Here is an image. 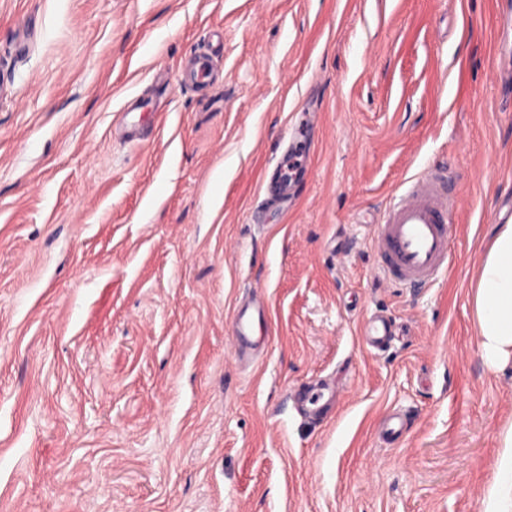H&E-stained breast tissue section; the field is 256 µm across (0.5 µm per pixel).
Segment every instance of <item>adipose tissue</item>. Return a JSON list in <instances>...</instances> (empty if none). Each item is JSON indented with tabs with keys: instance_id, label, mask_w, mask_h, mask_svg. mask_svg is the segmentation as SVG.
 I'll return each instance as SVG.
<instances>
[{
	"instance_id": "adipose-tissue-1",
	"label": "adipose tissue",
	"mask_w": 512,
	"mask_h": 512,
	"mask_svg": "<svg viewBox=\"0 0 512 512\" xmlns=\"http://www.w3.org/2000/svg\"><path fill=\"white\" fill-rule=\"evenodd\" d=\"M482 349L490 364L512 356V224L503 225L482 262L474 290ZM498 478L486 489L483 512H512V426L502 436Z\"/></svg>"
}]
</instances>
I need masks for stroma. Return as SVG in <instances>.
I'll return each instance as SVG.
<instances>
[{"instance_id":"1","label":"stroma","mask_w":512,"mask_h":512,"mask_svg":"<svg viewBox=\"0 0 512 512\" xmlns=\"http://www.w3.org/2000/svg\"><path fill=\"white\" fill-rule=\"evenodd\" d=\"M511 60L500 0H0V512H481L512 425L473 302L512 214ZM433 166L451 264L389 286L374 227Z\"/></svg>"}]
</instances>
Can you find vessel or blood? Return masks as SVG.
Wrapping results in <instances>:
<instances>
[{
	"mask_svg": "<svg viewBox=\"0 0 512 512\" xmlns=\"http://www.w3.org/2000/svg\"><path fill=\"white\" fill-rule=\"evenodd\" d=\"M451 181L447 170L429 169L414 177L386 209L374 241L390 284L426 287L447 270L459 214L448 190Z\"/></svg>",
	"mask_w": 512,
	"mask_h": 512,
	"instance_id": "obj_1",
	"label": "vessel or blood"
}]
</instances>
